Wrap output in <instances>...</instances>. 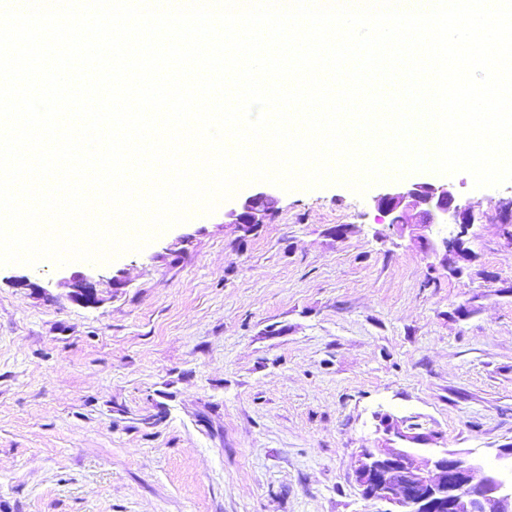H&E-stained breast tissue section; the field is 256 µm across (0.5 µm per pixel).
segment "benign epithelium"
<instances>
[{"mask_svg":"<svg viewBox=\"0 0 512 512\" xmlns=\"http://www.w3.org/2000/svg\"><path fill=\"white\" fill-rule=\"evenodd\" d=\"M378 211L401 231L419 230L427 250L460 249L477 221L474 206L459 203L449 184L408 181L375 199ZM274 216V196L259 190L224 214L238 231L250 235ZM74 301L96 305L100 298L85 276H74ZM381 426L405 444L403 448H363L356 483L366 499L389 505L384 512H512V479L481 463L461 459L446 449H424L430 438L403 431L388 417Z\"/></svg>","mask_w":512,"mask_h":512,"instance_id":"benign-epithelium-1","label":"benign epithelium"}]
</instances>
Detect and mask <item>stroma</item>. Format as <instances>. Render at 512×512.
Listing matches in <instances>:
<instances>
[{"instance_id":"1","label":"stroma","mask_w":512,"mask_h":512,"mask_svg":"<svg viewBox=\"0 0 512 512\" xmlns=\"http://www.w3.org/2000/svg\"><path fill=\"white\" fill-rule=\"evenodd\" d=\"M480 222L428 252L342 184L245 185L138 252L0 267V512H383L380 419L502 468L512 445V182L450 176ZM99 304L72 300V276ZM274 196L265 190H259L240 203L238 209L224 214L226 224H233L244 235L257 231L261 224H268L274 216Z\"/></svg>"}]
</instances>
